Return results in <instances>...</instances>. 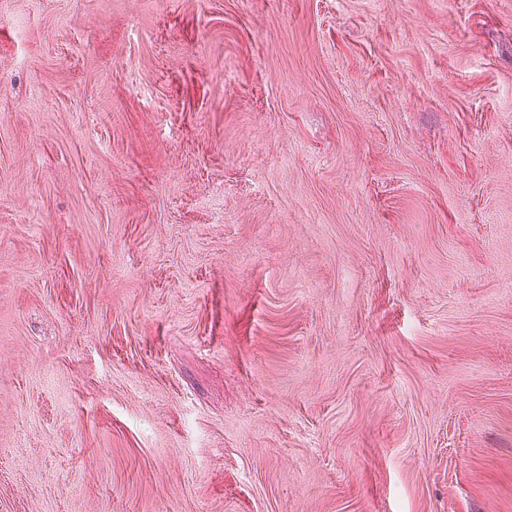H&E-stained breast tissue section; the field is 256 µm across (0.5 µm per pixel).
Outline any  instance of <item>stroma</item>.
Masks as SVG:
<instances>
[{
  "label": "stroma",
  "instance_id": "obj_1",
  "mask_svg": "<svg viewBox=\"0 0 512 512\" xmlns=\"http://www.w3.org/2000/svg\"><path fill=\"white\" fill-rule=\"evenodd\" d=\"M0 512H512V0H0Z\"/></svg>",
  "mask_w": 512,
  "mask_h": 512
}]
</instances>
